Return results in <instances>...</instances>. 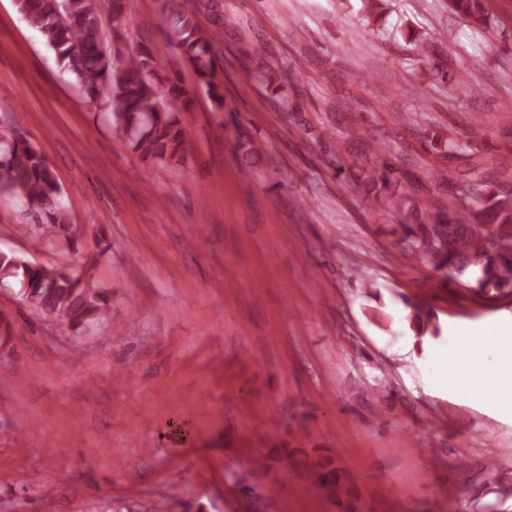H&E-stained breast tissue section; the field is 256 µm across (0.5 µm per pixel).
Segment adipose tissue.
Returning <instances> with one entry per match:
<instances>
[{
	"instance_id": "ef3b65f1",
	"label": "adipose tissue",
	"mask_w": 512,
	"mask_h": 512,
	"mask_svg": "<svg viewBox=\"0 0 512 512\" xmlns=\"http://www.w3.org/2000/svg\"><path fill=\"white\" fill-rule=\"evenodd\" d=\"M487 340L490 345L500 349L506 365L505 370L486 375L481 367L476 366L475 351L471 345L458 338L433 357L436 383L447 386L450 391L462 392L473 381L485 376L490 383L502 390L505 397L512 399V337L507 338L502 333L492 332L488 334Z\"/></svg>"
}]
</instances>
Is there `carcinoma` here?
I'll return each mask as SVG.
<instances>
[{
  "instance_id": "obj_1",
  "label": "carcinoma",
  "mask_w": 512,
  "mask_h": 512,
  "mask_svg": "<svg viewBox=\"0 0 512 512\" xmlns=\"http://www.w3.org/2000/svg\"><path fill=\"white\" fill-rule=\"evenodd\" d=\"M487 0H451L453 10L476 24L488 22ZM116 25L127 30L148 21L132 16L123 0H16L19 12L53 49L64 70L74 75L80 93L108 114L112 130L144 160L158 164L184 151V131L178 113L190 111L191 91L181 85V69L190 70L197 87L224 108V68L219 64L216 33L200 14L212 13L214 0H158L159 14L174 38L167 45L177 58V71L156 69V51L147 44L136 53L112 59L103 27L105 6ZM265 88L288 102V72H261ZM17 131L0 135V194L25 201L42 222L35 225V247L70 240L73 230L61 200V187L46 158ZM474 127L460 138L443 142L440 154L467 161L464 174L449 180L445 169L423 163V172L448 185V196L422 199L412 181L397 174L386 158L390 148L363 141L359 158L347 176L365 195L401 214L405 249L412 255L448 269V281L490 302L512 298V196L488 193L487 181L512 183V170L491 155L477 153ZM0 275L19 286V298L42 315L57 316L64 327L85 332L101 320L107 299L91 281L65 269L37 266L21 256L0 253ZM410 322L417 340L440 335L430 313L411 303Z\"/></svg>"
}]
</instances>
